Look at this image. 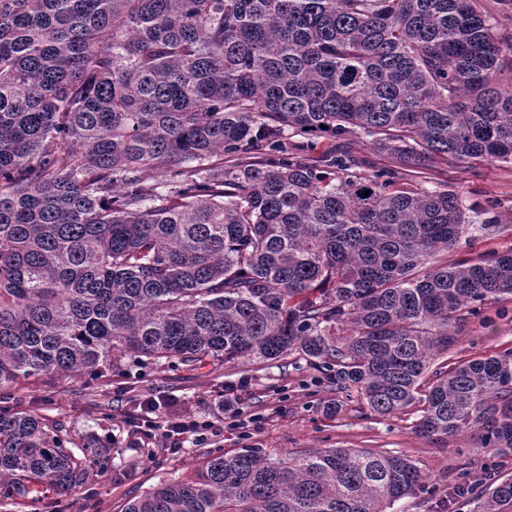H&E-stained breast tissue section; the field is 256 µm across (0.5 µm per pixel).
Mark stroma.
<instances>
[{
	"label": "stroma",
	"instance_id": "stroma-1",
	"mask_svg": "<svg viewBox=\"0 0 512 512\" xmlns=\"http://www.w3.org/2000/svg\"><path fill=\"white\" fill-rule=\"evenodd\" d=\"M411 186L455 194L464 205L492 207L501 221L498 234L462 243L448 262L512 247V165L486 158L463 162L435 160L412 169ZM512 351V299L490 302L479 315L459 326L448 350L452 361L497 356ZM240 393L237 408L251 422L248 435L225 430L223 437L203 443L186 439L179 453L166 452L163 438L147 440L134 421L147 399L163 398L170 408L201 420L223 414L217 393ZM10 405L60 423L75 442L91 438L112 447L110 460L87 454V477L80 488L60 496L41 488L37 497L17 506L0 500V512H122L127 500L162 481L191 472L206 454L231 455L245 447L266 449L272 456L303 450L352 448L401 452L426 478L423 490L405 496L389 512H473L474 504L453 494L464 483L480 493L487 471L512 478V451L482 447L478 431L439 439L415 429L417 408L393 417L371 414L353 392L337 393L325 370L300 352L277 364L257 368L245 363L202 365L188 373L167 365L128 364L97 381L73 377L53 385L26 382L10 389ZM340 398L341 411L326 416L323 405Z\"/></svg>",
	"mask_w": 512,
	"mask_h": 512
}]
</instances>
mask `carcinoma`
Returning a JSON list of instances; mask_svg holds the SVG:
<instances>
[{"instance_id": "carcinoma-1", "label": "carcinoma", "mask_w": 512, "mask_h": 512, "mask_svg": "<svg viewBox=\"0 0 512 512\" xmlns=\"http://www.w3.org/2000/svg\"><path fill=\"white\" fill-rule=\"evenodd\" d=\"M474 2L0 0V388L300 351L379 416L419 404L424 436L512 450V353L445 358L512 298V248L442 262L499 218L404 182L512 164V0ZM354 133L397 168L314 154ZM69 443L0 406V499L80 487ZM421 481L395 452L246 447L123 512H386ZM475 503L512 512V478Z\"/></svg>"}]
</instances>
